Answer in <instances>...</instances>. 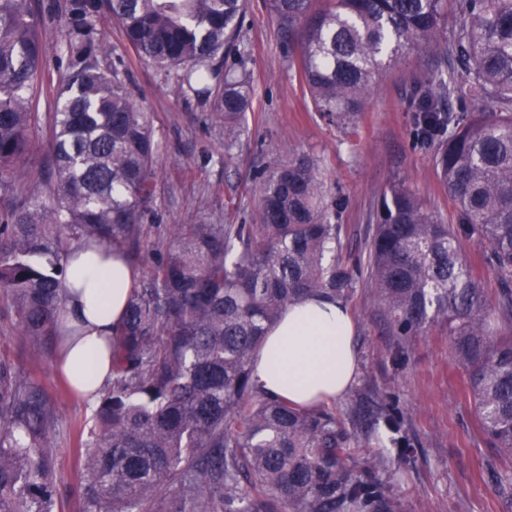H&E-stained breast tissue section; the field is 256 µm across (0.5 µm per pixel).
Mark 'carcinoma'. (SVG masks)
Segmentation results:
<instances>
[{"instance_id": "obj_1", "label": "carcinoma", "mask_w": 512, "mask_h": 512, "mask_svg": "<svg viewBox=\"0 0 512 512\" xmlns=\"http://www.w3.org/2000/svg\"><path fill=\"white\" fill-rule=\"evenodd\" d=\"M270 0L288 51L322 117L363 111L376 77L407 51L442 48L413 85L414 137L456 208V224L427 211L399 180L382 194L364 267L339 255L332 195L315 160L295 156L262 176L254 224H181L138 280L113 330L112 379L84 443L82 512H402L394 476L412 461L403 412L376 394L347 419L262 393L255 350L268 327L308 295L347 301L366 276L394 358L448 325L480 430L512 457V0ZM246 0H0V316L32 346L56 349L71 247L99 242L142 262L154 214L157 146L107 53V19L175 92L209 107L224 149L240 135L252 87L224 72L243 57ZM63 50L50 83L45 192L18 185L38 129L46 21ZM487 244L503 288L497 305L460 252ZM385 425L390 454L359 457L356 432ZM56 400L0 355V512H62Z\"/></svg>"}]
</instances>
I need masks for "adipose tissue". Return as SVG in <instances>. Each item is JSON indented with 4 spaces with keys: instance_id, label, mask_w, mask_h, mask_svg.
<instances>
[{
    "instance_id": "ef3b65f1",
    "label": "adipose tissue",
    "mask_w": 512,
    "mask_h": 512,
    "mask_svg": "<svg viewBox=\"0 0 512 512\" xmlns=\"http://www.w3.org/2000/svg\"><path fill=\"white\" fill-rule=\"evenodd\" d=\"M136 275L120 252L73 245L67 260V300L58 326V368L86 401L112 376L109 343L123 318ZM355 325L339 301L308 297L271 327L253 364L269 396L315 407L343 396L359 370Z\"/></svg>"
}]
</instances>
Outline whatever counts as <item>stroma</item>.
Returning a JSON list of instances; mask_svg holds the SVG:
<instances>
[{
    "label": "stroma",
    "mask_w": 512,
    "mask_h": 512,
    "mask_svg": "<svg viewBox=\"0 0 512 512\" xmlns=\"http://www.w3.org/2000/svg\"><path fill=\"white\" fill-rule=\"evenodd\" d=\"M109 51L123 58L137 100L153 114L156 154V206L151 231L141 244L153 259L179 224H248L257 198L256 176L289 154L317 159L328 188L343 200L341 255L345 261L365 259L373 234V205L379 194L403 180L424 206L447 224H455V208L432 161V150L413 138L408 110L412 84L441 57L408 55L382 72L355 123L336 125L315 112L292 66L269 0H247L244 18L245 68L254 89L232 152L224 150V131L211 124L198 103H185L158 69L127 49L120 29L105 28ZM40 128L33 140L23 183L44 188L48 172L47 133L51 110L38 105ZM461 252L490 301L500 283L487 261V247L475 238L460 241ZM366 279H358L347 306L355 319L359 374L351 394L336 399L347 411L355 393L390 390L402 408L411 444L413 471L398 479L404 512H512L491 477L511 465L499 458L479 429L464 371L451 347L448 330L434 325L414 339L406 365L394 363V339L369 297ZM9 354L56 399L60 415L57 479L64 512H81L74 495L83 475L78 451L80 433L93 425L92 406L81 400L56 368L53 351L31 353L14 322L0 317V353Z\"/></svg>",
    "instance_id": "35a3bbf8"
}]
</instances>
